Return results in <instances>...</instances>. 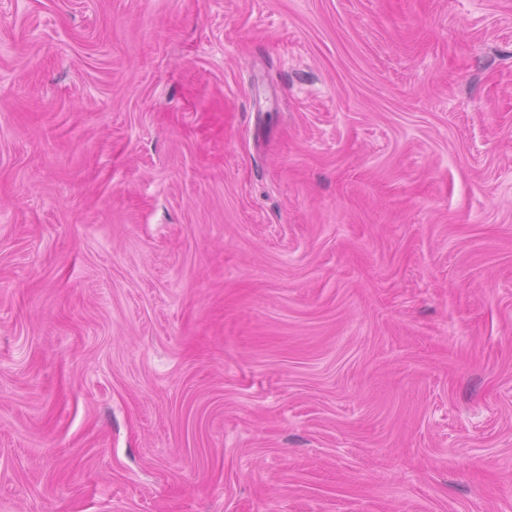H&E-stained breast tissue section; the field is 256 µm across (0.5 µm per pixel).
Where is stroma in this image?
I'll return each mask as SVG.
<instances>
[{
	"mask_svg": "<svg viewBox=\"0 0 512 512\" xmlns=\"http://www.w3.org/2000/svg\"><path fill=\"white\" fill-rule=\"evenodd\" d=\"M0 512H512V0H0Z\"/></svg>",
	"mask_w": 512,
	"mask_h": 512,
	"instance_id": "obj_1",
	"label": "stroma"
}]
</instances>
